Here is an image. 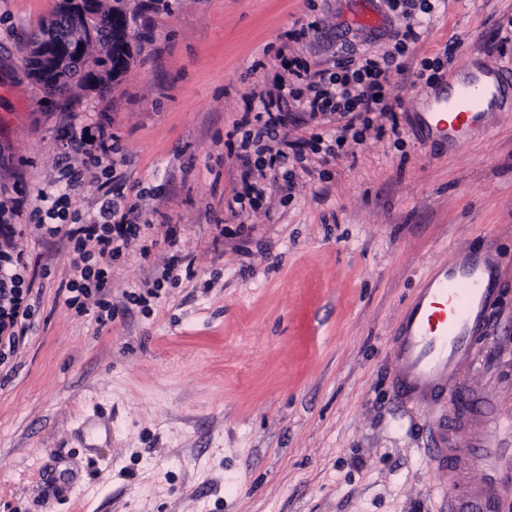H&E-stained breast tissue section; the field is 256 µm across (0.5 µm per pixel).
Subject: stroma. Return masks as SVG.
<instances>
[{"label": "stroma", "mask_w": 512, "mask_h": 512, "mask_svg": "<svg viewBox=\"0 0 512 512\" xmlns=\"http://www.w3.org/2000/svg\"><path fill=\"white\" fill-rule=\"evenodd\" d=\"M57 0H0V202L40 296L35 326L0 377V512H448L426 450L451 399L399 398L393 338L420 288L460 251L490 255L500 291L461 376L497 423L499 462L462 478L500 488L512 512V96L463 147L427 135L423 108L447 90L394 79L404 139L312 163L291 197L241 214V134L252 90L272 83L286 31L312 69L384 48L404 24L384 0H124L135 59L103 88L47 97L24 49ZM405 62L456 46L460 69L512 76V0H430ZM377 12L378 30L350 25ZM112 133L110 175L62 160L71 139ZM78 172L67 220L97 216L120 180L121 209L178 232L193 263L148 307L123 303L166 256L132 247L112 272V320L77 313L58 287L64 236L37 235L38 194ZM224 241L214 244L216 233Z\"/></svg>", "instance_id": "obj_1"}]
</instances>
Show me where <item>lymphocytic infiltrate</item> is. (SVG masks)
<instances>
[{"label":"lymphocytic infiltrate","instance_id":"obj_1","mask_svg":"<svg viewBox=\"0 0 512 512\" xmlns=\"http://www.w3.org/2000/svg\"><path fill=\"white\" fill-rule=\"evenodd\" d=\"M388 9L405 20L394 45L382 52H364L337 63L333 73L311 70L298 54L281 49L277 55L279 72L275 81L255 91L259 100L256 111L244 112L238 122L242 129L241 159L244 171L242 189L233 198L240 212L257 208L276 192H293L298 171L307 170L309 157H328L361 144L369 129L400 136L395 104L388 94L393 72L404 71L403 57L408 43L418 40L416 15L428 12L427 0H386ZM304 84L308 95L300 104L310 118L336 126L335 136L324 140L312 137L310 153L292 150L281 131L285 126L288 99L294 96V84ZM0 206V372L9 367L13 357L31 332L38 305L33 283L28 278V256L20 248L14 225L4 220ZM145 225L128 214L119 213L111 201H104L98 216L87 224L41 225V233L65 235L76 260L65 284L66 304L76 312L88 307L111 312L112 264L126 255L133 242L143 239ZM187 258L172 252L153 267L141 283L140 291L126 293L128 302L137 304L155 297L164 284L178 281Z\"/></svg>","mask_w":512,"mask_h":512}]
</instances>
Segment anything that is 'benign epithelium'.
<instances>
[{
    "mask_svg": "<svg viewBox=\"0 0 512 512\" xmlns=\"http://www.w3.org/2000/svg\"><path fill=\"white\" fill-rule=\"evenodd\" d=\"M99 0H60L59 14L35 41L29 52L35 61L32 81L43 91L54 94L66 78L69 66L94 67L86 51V41L95 36ZM134 53V37L120 26L112 31V80L124 74Z\"/></svg>",
    "mask_w": 512,
    "mask_h": 512,
    "instance_id": "7a95c632",
    "label": "benign epithelium"
}]
</instances>
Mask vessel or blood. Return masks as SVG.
Segmentation results:
<instances>
[{"label": "vessel or blood", "instance_id": "obj_1", "mask_svg": "<svg viewBox=\"0 0 512 512\" xmlns=\"http://www.w3.org/2000/svg\"><path fill=\"white\" fill-rule=\"evenodd\" d=\"M484 88L474 80L461 83L454 96L435 112L434 135L467 140L479 127L485 111ZM497 291L489 258L468 255L459 263L434 272L409 311L394 338L392 375L402 399L430 404L457 388L459 367L470 359L474 333L487 324L486 303ZM483 428L475 432L467 448H452L446 435H438L429 449V460L449 480L460 477L462 462L471 460L493 467L497 450L485 430L494 423L493 414L481 418ZM500 489L494 483L465 487L453 499L450 512H497Z\"/></svg>", "mask_w": 512, "mask_h": 512}]
</instances>
